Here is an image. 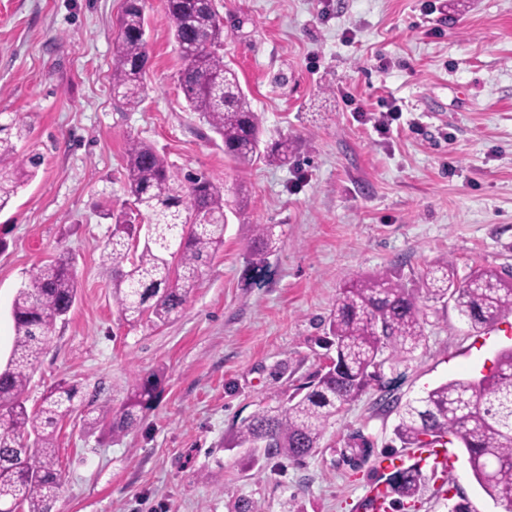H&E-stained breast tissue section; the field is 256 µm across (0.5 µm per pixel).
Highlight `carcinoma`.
<instances>
[{"label":"carcinoma","mask_w":512,"mask_h":512,"mask_svg":"<svg viewBox=\"0 0 512 512\" xmlns=\"http://www.w3.org/2000/svg\"><path fill=\"white\" fill-rule=\"evenodd\" d=\"M183 66L178 85L190 109L224 142V155L240 169L263 156L284 166L291 158L288 138L262 146V122L241 87L238 73L224 62V25L203 0H164ZM142 0H126L117 22L112 89L131 109L144 100L143 75L149 61ZM27 125L15 118L0 123V210L35 177L40 157L18 158L12 138ZM124 188L133 209L112 214V235L103 257L112 265V293L123 320L135 326L173 319L193 296L202 266L224 244V187L203 173L179 177L151 144L130 138L125 149ZM274 224L253 225L248 265L261 271L277 248ZM426 299L454 302L475 328L512 315V271L478 267L462 279L445 259L424 274ZM78 281L73 258L64 254L44 263L31 284L18 291L11 315L14 340L0 368V494L24 512H48L62 485L56 459V432L74 411L77 389L63 382L38 410L26 407V392L40 355L59 320L71 311ZM425 305L415 289L386 273L357 277L340 289L329 315L328 369L296 389L286 405L262 408L244 420L240 446L263 457L285 456L301 463L319 448L330 420L369 387L381 384L389 360L408 359L425 345ZM161 375L134 383L120 410L98 406L85 414L89 428L125 432L139 411L157 398ZM383 405L399 409L395 435L404 448L456 442L467 453L471 474L504 512H512V347L498 352L493 369L477 379H452L399 405L388 393ZM351 454L366 460L373 448L361 433L351 436ZM389 485L404 500L425 490L420 466L390 474ZM227 512H262L237 497Z\"/></svg>","instance_id":"1"}]
</instances>
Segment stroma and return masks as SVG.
<instances>
[{"label":"stroma","instance_id":"obj_1","mask_svg":"<svg viewBox=\"0 0 512 512\" xmlns=\"http://www.w3.org/2000/svg\"><path fill=\"white\" fill-rule=\"evenodd\" d=\"M215 0L224 60L263 139L293 144L285 166L242 170L188 111L180 50L163 10L145 0L150 48L145 99L112 92L116 21L124 0H0V120L30 127L19 155L42 158L0 210V365L13 345V300L38 267L75 259L78 297L57 322L27 390L28 410L58 382L78 390L57 432L63 484L49 512H226L230 499L285 512H367L389 470H351L343 456L362 431L378 455L414 451L394 435L396 412L369 390L337 414L317 452L251 468L235 434L245 418L286 402L329 362L327 320L341 286L377 272L423 286L426 267H512V0ZM393 111L388 132L380 115ZM152 144L176 174L201 172L247 206L226 208L224 245L169 323L129 326L103 259L110 211L127 200L126 141ZM255 224L275 225L279 249L251 280ZM426 343L384 367L400 401L472 379L512 346V316L473 330L453 303L427 301ZM158 371L161 393L126 433L87 429L86 409H119L136 376ZM429 483L415 512H502L473 479L462 449Z\"/></svg>","mask_w":512,"mask_h":512}]
</instances>
